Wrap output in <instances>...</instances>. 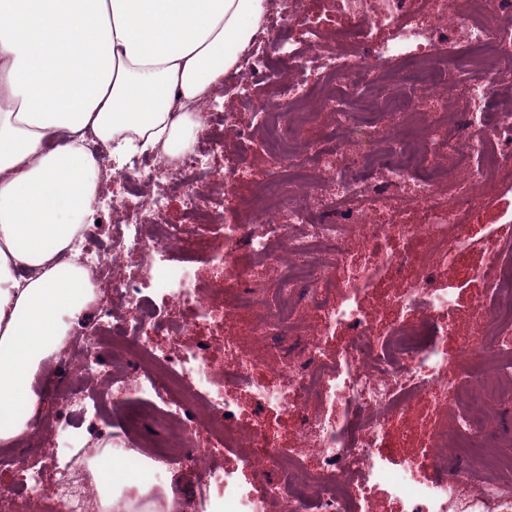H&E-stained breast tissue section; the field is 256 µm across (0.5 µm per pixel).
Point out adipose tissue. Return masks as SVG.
<instances>
[{
  "label": "adipose tissue",
  "instance_id": "ef3b65f1",
  "mask_svg": "<svg viewBox=\"0 0 512 512\" xmlns=\"http://www.w3.org/2000/svg\"><path fill=\"white\" fill-rule=\"evenodd\" d=\"M266 0H0V442L44 408L37 376L93 299L78 244L114 162L176 158Z\"/></svg>",
  "mask_w": 512,
  "mask_h": 512
}]
</instances>
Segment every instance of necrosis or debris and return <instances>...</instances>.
<instances>
[{
	"instance_id": "1",
	"label": "necrosis or debris",
	"mask_w": 512,
	"mask_h": 512,
	"mask_svg": "<svg viewBox=\"0 0 512 512\" xmlns=\"http://www.w3.org/2000/svg\"><path fill=\"white\" fill-rule=\"evenodd\" d=\"M463 14L454 36L429 28L427 18L446 10ZM354 16L347 37L350 50L329 49L318 38L281 33V18L270 14L264 28L239 55L226 80L238 99L254 101L256 87L268 88L275 109L256 106L251 125L237 133L265 161L262 173L248 164L225 168L224 200L202 206L198 185L215 177L223 137L192 143L176 159L154 152L132 158L114 171L112 208H95L88 227L107 212L133 210L137 221L113 229L107 248L91 240L81 245L80 262L98 299L92 318L78 319L58 352L79 359L81 370L70 388L58 393L56 410L86 416L107 397L121 411L125 434L134 433L141 413L176 429L163 442H139L110 449L100 474H86L79 460H93L97 449H79L69 460H55L58 477L46 483L43 469L24 458L9 459L15 485L0 486V512H99L112 483L142 470L154 494H161L168 472L193 465L199 452L211 457L235 452L243 466L275 471L273 483L243 486L234 471L210 468L206 486L217 487L224 512H370L373 495L386 487L402 512H512V454L483 458V439L492 414L512 407V225H503L487 242L482 270L485 293L475 311L482 332L449 350L453 321L430 323L434 309H452L454 293L435 287L440 267L457 262L466 233L460 216L471 205L468 186L428 173L431 157L419 148L413 130L392 143L384 167L386 187L369 189L350 178V166L372 167L374 157L354 152L350 143L335 147H296L293 125L333 121L401 125L413 102L390 93L388 68L399 62L401 86L429 91H463L472 109L465 129H484L495 145L479 148L475 179L493 187L512 165V106L493 99L489 81L512 58V0H415L403 11L400 0H346ZM383 37H373V30ZM152 183L141 199L130 194L136 179ZM262 179L263 190L247 207L245 223H225L224 209L236 202L239 184ZM180 185L192 221L164 220L168 193ZM424 211L425 226L391 224L396 212ZM224 235L223 249L211 239ZM418 245L416 258L384 248L389 237ZM369 248L353 264V243ZM250 265H241L240 252ZM138 253L143 277L116 276L102 287L103 270L117 258ZM209 264L215 283L201 287L196 263ZM352 268L335 277L334 266ZM416 273L387 299L377 317L353 303L359 282L382 268L399 275ZM276 279H269V271ZM249 277V291L230 283ZM157 282L159 301L146 299L143 280ZM313 309L316 323L300 322V308ZM244 318L247 331L264 338L273 364L259 367L227 332L230 317ZM224 333V367L216 369L205 348L161 349V336L197 335L200 323ZM346 326L341 356L323 347L324 338ZM112 335V360L133 364L132 372L101 369L98 338ZM307 340L308 358L297 365L288 353L293 337ZM295 418L299 441L315 449L304 461L275 447L267 434V416H240L239 398ZM427 398L432 417L420 452L389 467L380 447L394 424L419 398ZM462 458L481 457L479 469L462 478L448 476V449ZM429 466L434 477L421 476Z\"/></svg>"
}]
</instances>
